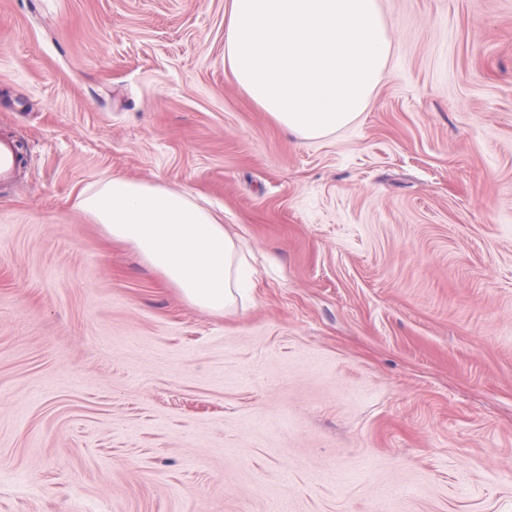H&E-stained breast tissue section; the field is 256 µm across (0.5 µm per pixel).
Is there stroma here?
Instances as JSON below:
<instances>
[{"label":"stroma","instance_id":"stroma-1","mask_svg":"<svg viewBox=\"0 0 512 512\" xmlns=\"http://www.w3.org/2000/svg\"><path fill=\"white\" fill-rule=\"evenodd\" d=\"M226 0H0V512H512V0H380L369 108L302 140ZM223 209L218 318L82 209Z\"/></svg>","mask_w":512,"mask_h":512}]
</instances>
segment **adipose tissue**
Listing matches in <instances>:
<instances>
[{"label": "adipose tissue", "instance_id": "obj_1", "mask_svg": "<svg viewBox=\"0 0 512 512\" xmlns=\"http://www.w3.org/2000/svg\"><path fill=\"white\" fill-rule=\"evenodd\" d=\"M224 62L237 85L305 140L355 123L379 88L392 43L379 0H227ZM83 210L192 306L220 316L247 297L253 271L224 220L190 193L114 178Z\"/></svg>", "mask_w": 512, "mask_h": 512}]
</instances>
